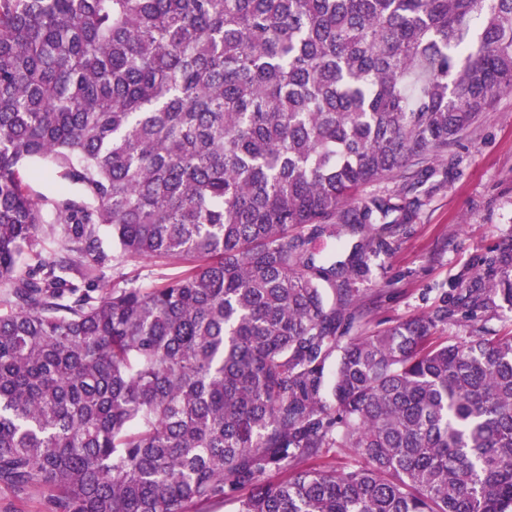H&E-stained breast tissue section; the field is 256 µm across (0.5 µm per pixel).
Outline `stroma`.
Here are the masks:
<instances>
[{"label":"stroma","instance_id":"stroma-1","mask_svg":"<svg viewBox=\"0 0 512 512\" xmlns=\"http://www.w3.org/2000/svg\"><path fill=\"white\" fill-rule=\"evenodd\" d=\"M431 168L414 189L399 179L365 188L368 196L404 194L419 205L410 222L372 225L358 256L367 273L350 282L358 313L340 335L364 336L381 322L437 317L443 310L442 336L462 338L477 326L504 324L501 311L491 308L466 318L447 306L445 294L454 283L488 287L489 259L512 245V92L500 93L491 112Z\"/></svg>","mask_w":512,"mask_h":512}]
</instances>
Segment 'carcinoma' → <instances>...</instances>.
Here are the masks:
<instances>
[{
    "label": "carcinoma",
    "instance_id": "1",
    "mask_svg": "<svg viewBox=\"0 0 512 512\" xmlns=\"http://www.w3.org/2000/svg\"><path fill=\"white\" fill-rule=\"evenodd\" d=\"M511 91L512 0H0V483L52 512H512V327L344 340L358 247H321L410 220L361 189ZM42 161L79 197L33 196ZM140 258L178 272L107 280ZM489 267L448 301L512 313V248ZM328 448L345 469L297 468Z\"/></svg>",
    "mask_w": 512,
    "mask_h": 512
}]
</instances>
